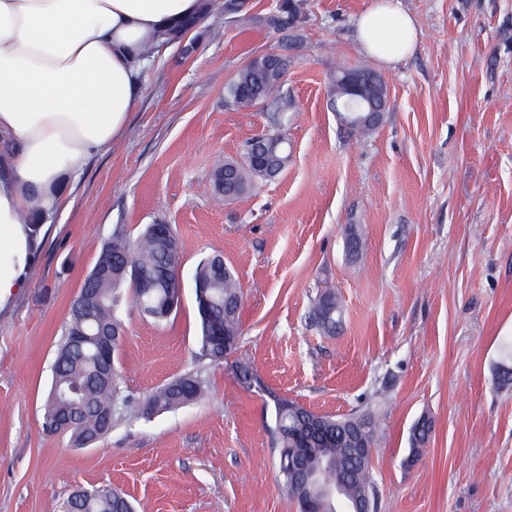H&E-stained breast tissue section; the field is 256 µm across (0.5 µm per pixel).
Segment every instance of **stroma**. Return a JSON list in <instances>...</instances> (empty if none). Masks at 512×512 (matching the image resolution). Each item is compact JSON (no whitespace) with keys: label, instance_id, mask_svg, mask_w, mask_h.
<instances>
[{"label":"stroma","instance_id":"stroma-1","mask_svg":"<svg viewBox=\"0 0 512 512\" xmlns=\"http://www.w3.org/2000/svg\"><path fill=\"white\" fill-rule=\"evenodd\" d=\"M278 2L212 10L190 53L154 50L125 130L49 216L24 288L0 311V512H59L75 488L101 486L135 512H296L272 447L279 397L378 417L376 512H512V385L496 379L512 336V0H396L418 39L390 64L357 37L375 0H309L294 44L257 23ZM272 50L292 60L290 158L227 202L211 171L271 124L264 108H226L224 87ZM341 64L386 84L371 135L330 106ZM155 223L179 239L182 301L160 323L122 305L121 391L139 401L194 372L209 397L120 415L98 443L74 446L42 429L61 327L113 232ZM348 224L362 238L355 262ZM214 255L242 292L239 342L219 365L199 354L194 288ZM327 289L343 308L332 336L309 318ZM424 415L433 431L409 465Z\"/></svg>","mask_w":512,"mask_h":512}]
</instances>
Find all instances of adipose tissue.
<instances>
[{
  "mask_svg": "<svg viewBox=\"0 0 512 512\" xmlns=\"http://www.w3.org/2000/svg\"><path fill=\"white\" fill-rule=\"evenodd\" d=\"M201 0H0V306L22 288L37 244L24 216L53 212L138 100L146 47L161 46ZM389 64L411 53L412 17L384 0L357 22Z\"/></svg>",
  "mask_w": 512,
  "mask_h": 512,
  "instance_id": "adipose-tissue-1",
  "label": "adipose tissue"
}]
</instances>
